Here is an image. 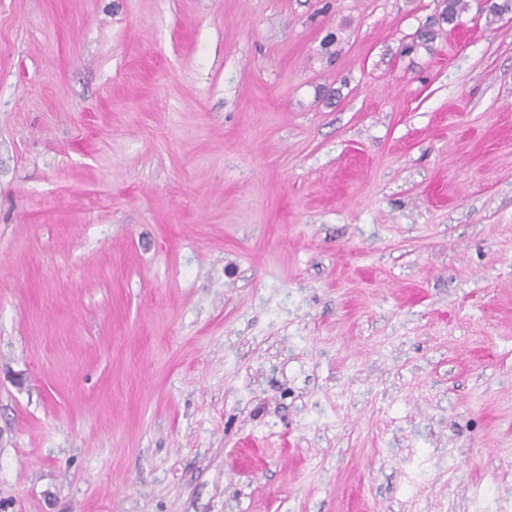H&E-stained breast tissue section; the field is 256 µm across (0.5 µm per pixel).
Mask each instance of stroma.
Here are the masks:
<instances>
[{
    "label": "stroma",
    "instance_id": "stroma-1",
    "mask_svg": "<svg viewBox=\"0 0 512 512\" xmlns=\"http://www.w3.org/2000/svg\"><path fill=\"white\" fill-rule=\"evenodd\" d=\"M439 11L0 0V512H512V19Z\"/></svg>",
    "mask_w": 512,
    "mask_h": 512
}]
</instances>
